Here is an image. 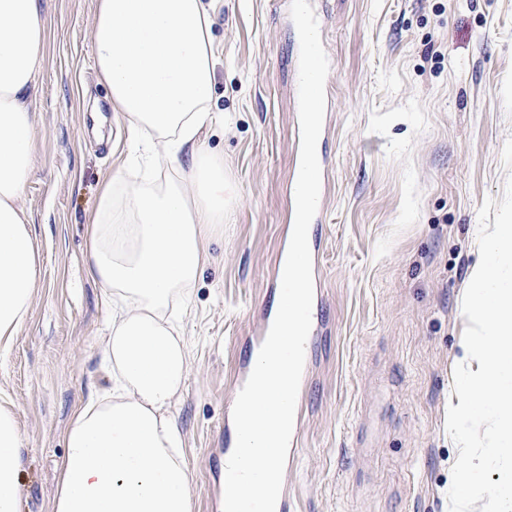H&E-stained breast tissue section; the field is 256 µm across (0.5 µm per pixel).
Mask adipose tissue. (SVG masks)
Returning <instances> with one entry per match:
<instances>
[{"label": "adipose tissue", "instance_id": "adipose-tissue-1", "mask_svg": "<svg viewBox=\"0 0 512 512\" xmlns=\"http://www.w3.org/2000/svg\"><path fill=\"white\" fill-rule=\"evenodd\" d=\"M40 0H0V345L26 321L39 278L21 208L31 175L36 91L44 53ZM92 42L112 111L132 141L178 162L193 147L188 187L128 183L124 206L104 186L89 228L87 270L106 289L112 326L102 361L112 388L72 415L52 512H190L191 477L172 407L189 371L169 309L209 263L224 224V164L195 147L214 84L205 0H97ZM23 438L0 402V512H16Z\"/></svg>", "mask_w": 512, "mask_h": 512}]
</instances>
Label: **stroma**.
<instances>
[{
  "label": "stroma",
  "mask_w": 512,
  "mask_h": 512,
  "mask_svg": "<svg viewBox=\"0 0 512 512\" xmlns=\"http://www.w3.org/2000/svg\"><path fill=\"white\" fill-rule=\"evenodd\" d=\"M96 0H41L32 174L20 202L41 278L0 350V398L23 434L18 512H52L70 418L109 384L111 308L85 265L103 184L129 166L92 45ZM329 82L321 325L298 403L290 512H448L459 449L445 428L479 262L478 210L502 199L512 138V0H315ZM289 0H216L214 121L224 231L183 320L190 370L172 408L191 512H213V462L257 325L277 308L296 157V33Z\"/></svg>",
  "instance_id": "1"
}]
</instances>
